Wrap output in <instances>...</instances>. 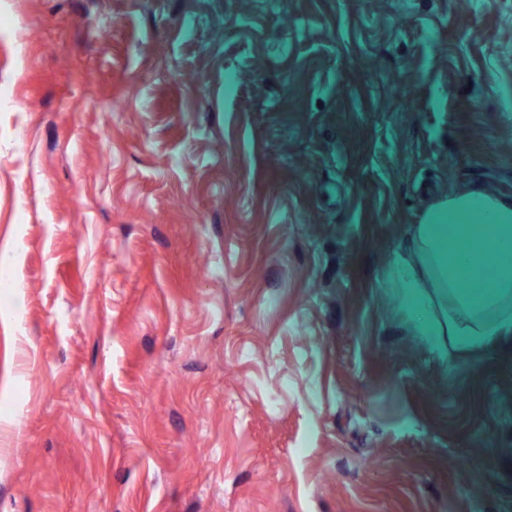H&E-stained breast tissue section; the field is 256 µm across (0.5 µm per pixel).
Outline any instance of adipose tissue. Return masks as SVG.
<instances>
[{
    "instance_id": "1",
    "label": "adipose tissue",
    "mask_w": 512,
    "mask_h": 512,
    "mask_svg": "<svg viewBox=\"0 0 512 512\" xmlns=\"http://www.w3.org/2000/svg\"><path fill=\"white\" fill-rule=\"evenodd\" d=\"M389 282L438 350L468 353L512 335V194L469 185L435 199Z\"/></svg>"
}]
</instances>
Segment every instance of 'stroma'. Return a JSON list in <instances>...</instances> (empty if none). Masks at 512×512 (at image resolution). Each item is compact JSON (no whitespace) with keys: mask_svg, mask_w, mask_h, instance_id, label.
<instances>
[{"mask_svg":"<svg viewBox=\"0 0 512 512\" xmlns=\"http://www.w3.org/2000/svg\"><path fill=\"white\" fill-rule=\"evenodd\" d=\"M512 194V0H0V512H512V336L411 224ZM389 282L417 336L442 353L512 335V194L469 185L435 199Z\"/></svg>","mask_w":512,"mask_h":512,"instance_id":"1","label":"stroma"}]
</instances>
